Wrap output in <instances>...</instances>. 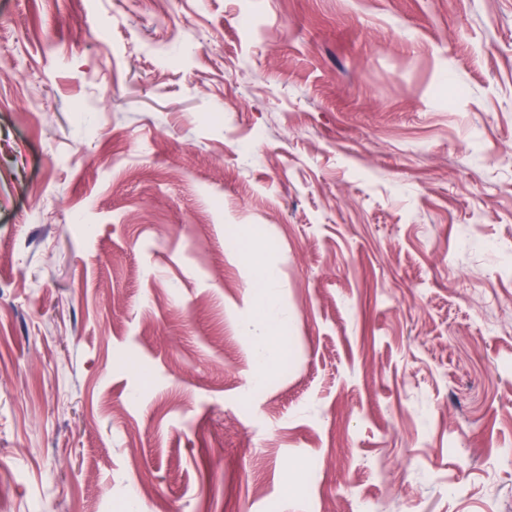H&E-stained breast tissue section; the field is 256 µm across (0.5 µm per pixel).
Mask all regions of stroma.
Wrapping results in <instances>:
<instances>
[{
    "instance_id": "stroma-1",
    "label": "stroma",
    "mask_w": 512,
    "mask_h": 512,
    "mask_svg": "<svg viewBox=\"0 0 512 512\" xmlns=\"http://www.w3.org/2000/svg\"><path fill=\"white\" fill-rule=\"evenodd\" d=\"M0 464L9 512H512V0H0Z\"/></svg>"
}]
</instances>
